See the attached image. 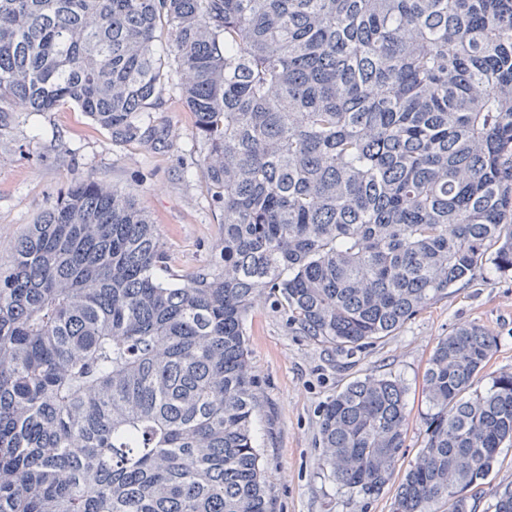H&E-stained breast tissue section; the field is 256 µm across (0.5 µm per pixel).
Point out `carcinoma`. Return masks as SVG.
Here are the masks:
<instances>
[{
	"label": "carcinoma",
	"mask_w": 512,
	"mask_h": 512,
	"mask_svg": "<svg viewBox=\"0 0 512 512\" xmlns=\"http://www.w3.org/2000/svg\"><path fill=\"white\" fill-rule=\"evenodd\" d=\"M169 42L167 57L153 52ZM176 85L221 215L171 257L130 191L67 188L0 273V512H269L245 319L270 299L353 354L491 266L512 273V0H0V127L73 105L122 142ZM479 325L437 339L425 441L407 387L324 406V466L393 512H476L512 446V372ZM512 512V485L493 492Z\"/></svg>",
	"instance_id": "carcinoma-1"
}]
</instances>
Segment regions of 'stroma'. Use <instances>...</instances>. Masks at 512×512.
<instances>
[{"instance_id": "stroma-1", "label": "stroma", "mask_w": 512, "mask_h": 512, "mask_svg": "<svg viewBox=\"0 0 512 512\" xmlns=\"http://www.w3.org/2000/svg\"><path fill=\"white\" fill-rule=\"evenodd\" d=\"M160 142H119L76 108L14 112L0 129V271L12 264L14 240L68 186L92 178L126 188L157 224L177 273L205 263L221 236L220 214L193 163L200 145L176 87L152 109ZM474 323L498 339L487 372L512 371V275L479 278L421 311L394 335L354 354L322 346L266 303L249 315L252 365L260 383L253 427L268 480L270 512H392L394 488L374 498L341 490L323 466L319 417L327 401L369 373L392 374L408 386L405 470L423 445L427 411L422 378L438 337Z\"/></svg>"}]
</instances>
